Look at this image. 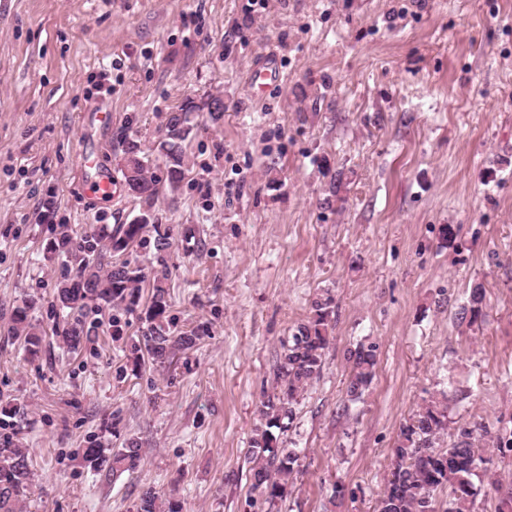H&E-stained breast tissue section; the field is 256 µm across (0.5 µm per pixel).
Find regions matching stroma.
Returning <instances> with one entry per match:
<instances>
[{"mask_svg":"<svg viewBox=\"0 0 512 512\" xmlns=\"http://www.w3.org/2000/svg\"><path fill=\"white\" fill-rule=\"evenodd\" d=\"M270 53L281 81L253 94ZM212 97L223 120L185 142V178L153 206L169 251L105 255L167 266L174 325L206 327L204 342L138 367L139 313L116 339L94 308L66 351L54 225L141 209L87 194L83 150L120 175L124 140L151 152L169 112ZM99 109L111 126L86 129ZM338 171L343 198L325 203ZM476 282L484 314L458 324ZM326 297L334 340L282 436L301 471L279 512H377L399 431L431 398L455 424L512 429V0H0V326L31 298L45 333L35 358L0 333V398L26 407L0 426L32 453L25 512H131L149 489L184 512H253L260 401L282 340ZM360 343L377 364L352 402ZM130 437L135 472L82 463L91 441ZM484 455L475 512H495L512 457Z\"/></svg>","mask_w":512,"mask_h":512,"instance_id":"stroma-1","label":"stroma"}]
</instances>
